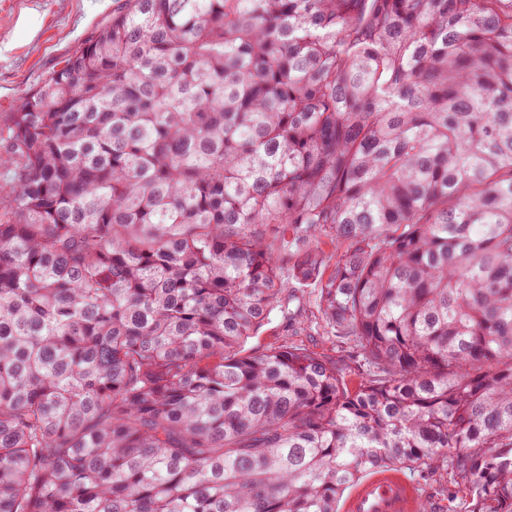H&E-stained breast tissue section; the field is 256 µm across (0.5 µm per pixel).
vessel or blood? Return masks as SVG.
<instances>
[{"label": "vessel or blood", "instance_id": "vessel-or-blood-1", "mask_svg": "<svg viewBox=\"0 0 512 512\" xmlns=\"http://www.w3.org/2000/svg\"><path fill=\"white\" fill-rule=\"evenodd\" d=\"M414 484L397 471H382L360 484L346 504L347 512H416Z\"/></svg>", "mask_w": 512, "mask_h": 512}]
</instances>
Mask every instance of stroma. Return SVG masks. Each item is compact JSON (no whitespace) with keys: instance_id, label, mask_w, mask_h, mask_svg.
<instances>
[{"instance_id":"35a3bbf8","label":"stroma","mask_w":512,"mask_h":512,"mask_svg":"<svg viewBox=\"0 0 512 512\" xmlns=\"http://www.w3.org/2000/svg\"><path fill=\"white\" fill-rule=\"evenodd\" d=\"M34 9L41 26L34 37L17 33L15 21L22 9ZM112 12V0H0V44L10 49L0 54V121L17 108L60 62L78 47ZM291 303L293 322H286L281 312L255 336L246 349L261 350L271 344L299 346L342 359L349 353L337 342L333 328L318 314L317 291L300 288ZM429 512H468L465 493L452 482L446 471L425 475L411 474Z\"/></svg>"}]
</instances>
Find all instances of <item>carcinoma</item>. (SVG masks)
I'll list each match as a JSON object with an SVG mask.
<instances>
[{
  "label": "carcinoma",
  "instance_id": "carcinoma-1",
  "mask_svg": "<svg viewBox=\"0 0 512 512\" xmlns=\"http://www.w3.org/2000/svg\"><path fill=\"white\" fill-rule=\"evenodd\" d=\"M0 145V512H512V0H115ZM285 293L295 290L299 299L290 304L295 312L292 325H287L288 317L284 319L279 310L271 314V320L263 326L255 336L249 338L245 344L246 350H262L271 344H288L299 346L308 350L324 353L336 359L345 358L352 349L336 341L333 328L322 321L317 314L318 298L315 288H289L293 284L288 280V266L283 264ZM401 470L427 502L428 512H467L465 492L452 482L448 473L438 470L420 476ZM398 471H382L360 484L346 503L347 512H416L418 495L414 484Z\"/></svg>",
  "mask_w": 512,
  "mask_h": 512
}]
</instances>
